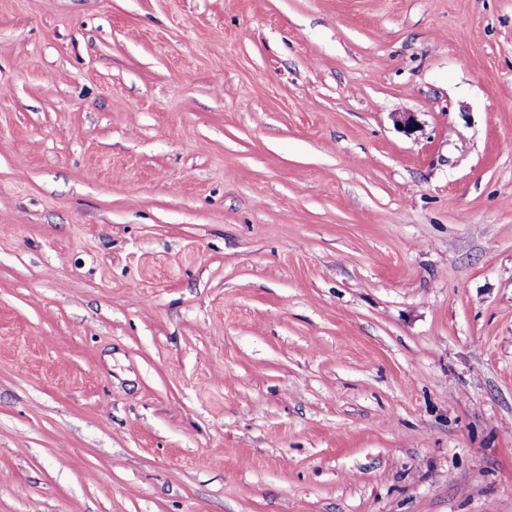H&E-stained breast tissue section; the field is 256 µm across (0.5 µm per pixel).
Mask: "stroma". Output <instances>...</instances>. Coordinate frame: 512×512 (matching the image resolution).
<instances>
[{
	"mask_svg": "<svg viewBox=\"0 0 512 512\" xmlns=\"http://www.w3.org/2000/svg\"><path fill=\"white\" fill-rule=\"evenodd\" d=\"M0 512H512V0H0Z\"/></svg>",
	"mask_w": 512,
	"mask_h": 512,
	"instance_id": "35a3bbf8",
	"label": "stroma"
}]
</instances>
